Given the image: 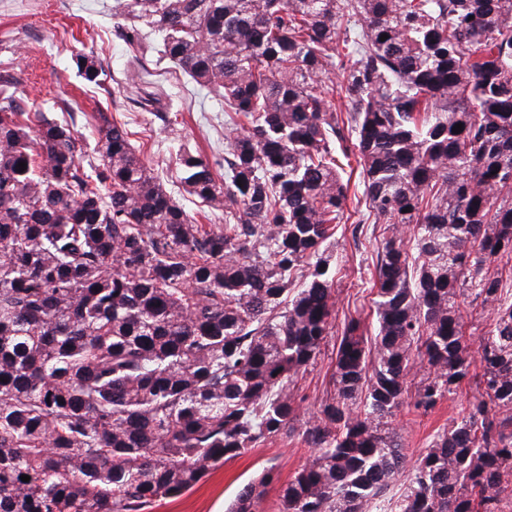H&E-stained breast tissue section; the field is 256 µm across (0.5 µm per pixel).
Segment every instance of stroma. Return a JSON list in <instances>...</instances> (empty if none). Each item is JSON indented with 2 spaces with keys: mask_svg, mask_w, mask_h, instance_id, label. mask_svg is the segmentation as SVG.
Returning <instances> with one entry per match:
<instances>
[{
  "mask_svg": "<svg viewBox=\"0 0 512 512\" xmlns=\"http://www.w3.org/2000/svg\"><path fill=\"white\" fill-rule=\"evenodd\" d=\"M111 3L26 0L20 8L0 7V75L23 78L26 102L46 111L59 112L64 102L75 99L86 111L103 108L114 120L126 123L155 176L192 215H199V204L180 184L175 156L187 146L209 159H223L231 130L224 124L222 106L213 93L187 82L152 51L143 58L146 73L139 83L140 98L132 100L126 90V64L136 49L115 34ZM78 51L97 55L107 74L103 88L85 87L71 62ZM332 242L341 259L336 314L368 317L379 243L368 231L352 239L340 226ZM335 350V337H328L316 362L295 381V391L303 398L301 419H308L326 392ZM461 407V399L455 398L425 416L401 409L395 423L410 457L422 453L434 432L456 418ZM311 455L299 437L275 438L224 462L182 494L155 502L148 512H225L239 490L264 469H275L284 482Z\"/></svg>",
  "mask_w": 512,
  "mask_h": 512,
  "instance_id": "stroma-1",
  "label": "stroma"
}]
</instances>
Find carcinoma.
Wrapping results in <instances>:
<instances>
[{
	"instance_id": "1",
	"label": "carcinoma",
	"mask_w": 512,
	"mask_h": 512,
	"mask_svg": "<svg viewBox=\"0 0 512 512\" xmlns=\"http://www.w3.org/2000/svg\"><path fill=\"white\" fill-rule=\"evenodd\" d=\"M112 18L224 100V174L178 158L224 223H197L106 113L83 153L3 77L0 512H145L294 433L314 454L275 512H370L400 477L392 512H512V300L491 273L512 274V0H113ZM72 62L102 87L93 53ZM353 161L382 236L372 319L344 320L297 427L292 383L336 322L334 225L366 224L345 215ZM476 305L494 318L475 347ZM462 393L409 463L392 418Z\"/></svg>"
}]
</instances>
